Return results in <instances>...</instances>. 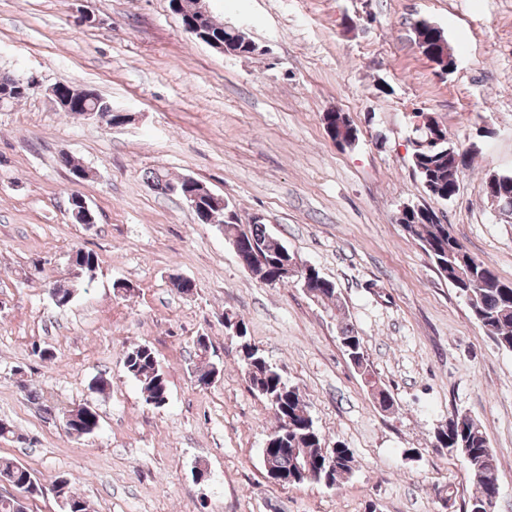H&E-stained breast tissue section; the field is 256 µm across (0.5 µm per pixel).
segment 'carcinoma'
I'll return each instance as SVG.
<instances>
[{
    "mask_svg": "<svg viewBox=\"0 0 512 512\" xmlns=\"http://www.w3.org/2000/svg\"><path fill=\"white\" fill-rule=\"evenodd\" d=\"M184 7L176 11L184 26L198 27L202 38L208 42L224 44L236 51L245 48L250 42L213 21V17H203L197 11V0H183ZM415 42L421 53L428 59L442 65L448 57L450 48L444 33L422 20L415 27ZM28 83L19 80L10 73H0V95L19 102L28 94ZM57 103L67 111L81 115L90 110L113 123L122 121L127 115L112 109V101L99 95L81 98L73 92L68 82L56 87ZM325 120L344 128V140L352 146L358 135L350 134L349 124L341 112L325 113ZM432 131L424 124L411 132L413 140L410 158L413 174L419 179L430 196L436 201H446L456 192L459 174L454 166L453 155L461 145L448 138L447 129H442L437 138H430ZM59 162L67 168L77 181L88 177L86 169L73 157L63 154ZM489 178L505 186L504 194L491 206L512 213V172L492 173ZM196 189L201 191L197 209L193 211L197 224H216L224 228V238L236 242L239 250L248 259L251 272L270 284L287 283V269L282 255L288 249L273 235L264 224L244 226L225 219L224 208L218 206L210 195V190L202 184ZM404 232L418 242L430 261L448 282L466 300L471 316L478 326L486 331L498 347L512 351V282L503 281L491 265L472 256L452 232L450 225L436 219L435 210L426 205L417 206L416 219L403 225ZM73 266L78 270L75 278L84 279V267L98 266V256L92 250L77 248ZM309 289L320 302L334 303L338 300L336 284L323 277L313 268L310 272ZM340 342L354 364L362 368V373L375 376L366 357L363 341L358 332L348 323H340ZM210 345L196 342V356L202 367L198 369L196 379L203 380L216 372L217 366L209 362ZM241 365L250 388L265 398L276 419L273 432L280 436L277 448L263 455L265 468L288 474L290 486L321 484L318 472H306L300 467L302 454L312 458L320 456L322 438L299 387L288 384L280 369L272 364L260 351H240ZM122 365L128 377L134 380L145 396V401H154L156 406L165 404L168 394L166 373L163 371L154 349L145 344H132L123 352ZM371 395L384 411L396 410V401L391 392L375 380L371 384ZM64 429L83 435H91L98 429V414L86 416L82 420L83 429L75 427L62 412ZM434 447L445 448L452 455L463 457L469 465L476 492L468 503L467 512H472L474 504L484 501L494 483L498 481V459L491 448L489 439L481 425L471 416L459 412L457 418H448V422L434 432ZM354 458L349 449L336 448V463L332 471V485L339 486L352 474ZM0 481L7 482L20 493L18 497L0 496V512H25L24 500L43 494V485L20 462L10 458H0ZM56 495L62 500L61 512H89L87 502L72 492L68 480L57 487Z\"/></svg>",
    "mask_w": 512,
    "mask_h": 512,
    "instance_id": "carcinoma-1",
    "label": "carcinoma"
}]
</instances>
